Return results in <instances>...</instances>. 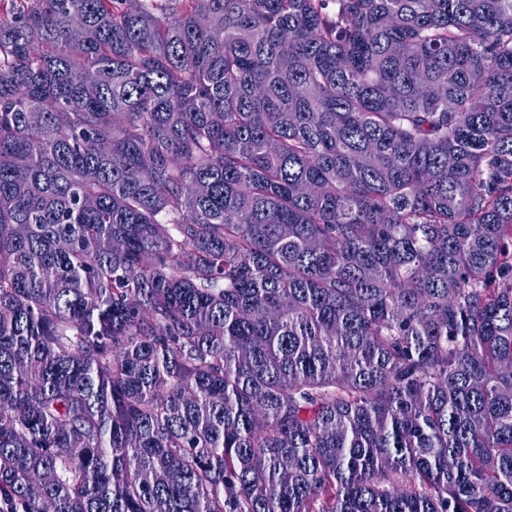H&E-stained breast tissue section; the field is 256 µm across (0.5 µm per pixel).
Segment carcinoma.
<instances>
[{
  "mask_svg": "<svg viewBox=\"0 0 512 512\" xmlns=\"http://www.w3.org/2000/svg\"><path fill=\"white\" fill-rule=\"evenodd\" d=\"M0 502L512 512V0H6Z\"/></svg>",
  "mask_w": 512,
  "mask_h": 512,
  "instance_id": "1",
  "label": "carcinoma"
}]
</instances>
